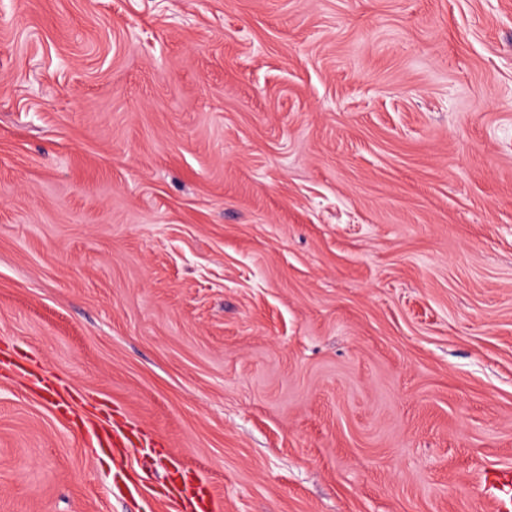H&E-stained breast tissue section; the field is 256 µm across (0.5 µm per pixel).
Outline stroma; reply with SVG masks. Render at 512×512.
Instances as JSON below:
<instances>
[{
  "label": "stroma",
  "instance_id": "obj_1",
  "mask_svg": "<svg viewBox=\"0 0 512 512\" xmlns=\"http://www.w3.org/2000/svg\"><path fill=\"white\" fill-rule=\"evenodd\" d=\"M494 467L512 0H0V512H494Z\"/></svg>",
  "mask_w": 512,
  "mask_h": 512
}]
</instances>
